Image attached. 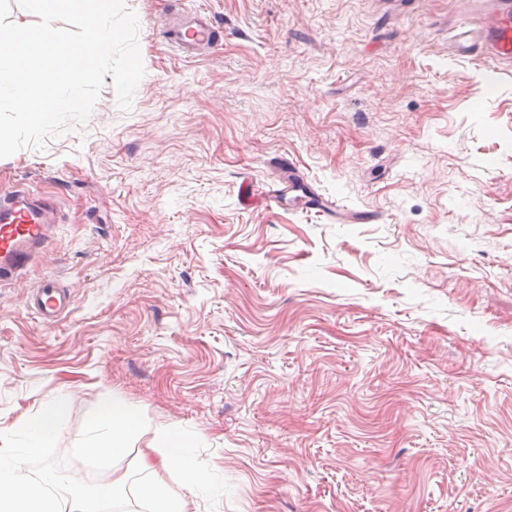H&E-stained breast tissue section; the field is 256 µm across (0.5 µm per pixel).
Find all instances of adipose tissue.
Instances as JSON below:
<instances>
[{
    "label": "adipose tissue",
    "mask_w": 512,
    "mask_h": 512,
    "mask_svg": "<svg viewBox=\"0 0 512 512\" xmlns=\"http://www.w3.org/2000/svg\"><path fill=\"white\" fill-rule=\"evenodd\" d=\"M137 466L152 474L153 479L140 488L141 497L149 504V512H190L188 493L196 491L201 483L192 443L181 433L162 431L155 455H141ZM175 473L182 486L174 491L161 479L158 471Z\"/></svg>",
    "instance_id": "adipose-tissue-1"
}]
</instances>
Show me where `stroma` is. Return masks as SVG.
<instances>
[{
    "instance_id": "1",
    "label": "stroma",
    "mask_w": 512,
    "mask_h": 512,
    "mask_svg": "<svg viewBox=\"0 0 512 512\" xmlns=\"http://www.w3.org/2000/svg\"><path fill=\"white\" fill-rule=\"evenodd\" d=\"M125 5L129 107L105 76L0 158L59 223L0 282V433L65 399L64 457L107 393L147 420L120 470L193 442L196 512H512V61L448 53L485 0ZM195 10L221 38L188 57ZM70 307L66 295L53 278H46L32 291V310L44 325H52Z\"/></svg>"
}]
</instances>
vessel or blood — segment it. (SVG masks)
<instances>
[{"instance_id": "vessel-or-blood-1", "label": "vessel or blood", "mask_w": 512, "mask_h": 512, "mask_svg": "<svg viewBox=\"0 0 512 512\" xmlns=\"http://www.w3.org/2000/svg\"><path fill=\"white\" fill-rule=\"evenodd\" d=\"M495 20L484 27L461 22L450 40L453 52L472 55L487 49L497 59L512 58V0H491ZM169 40L185 54L215 48L218 41L207 18L196 21L191 32L172 27ZM54 201L21 188L0 193V281L24 278L34 261L52 243L57 229ZM70 306V299L55 279H44L32 291V309L43 324H53Z\"/></svg>"}]
</instances>
